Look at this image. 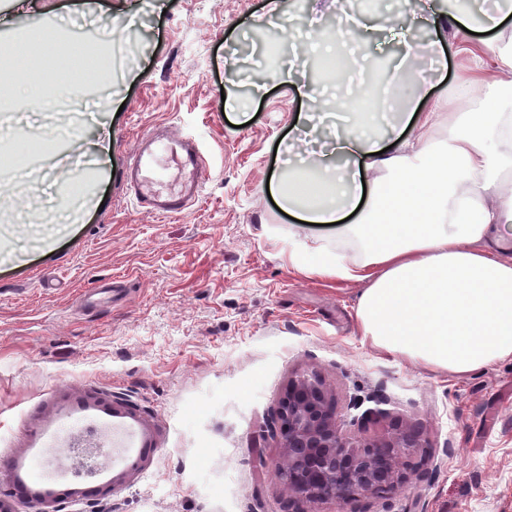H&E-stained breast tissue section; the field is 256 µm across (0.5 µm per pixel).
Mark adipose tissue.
<instances>
[{
    "label": "adipose tissue",
    "mask_w": 512,
    "mask_h": 512,
    "mask_svg": "<svg viewBox=\"0 0 512 512\" xmlns=\"http://www.w3.org/2000/svg\"><path fill=\"white\" fill-rule=\"evenodd\" d=\"M510 15L512 0L479 14L448 4L456 34L497 33L495 69L459 90L482 107L480 119L455 112L440 126L436 113L420 109L422 81L391 71L389 103L400 107L401 122L440 130L436 147L398 140L382 151L377 113L354 110L360 94L348 89L321 103L352 128L337 135L336 159L308 153L276 184L282 208L303 223L338 227L318 262L297 242L289 266L359 284L355 315L365 342L457 377L512 360V247L503 238L512 225V36L498 30ZM360 203L356 222L341 224V213Z\"/></svg>",
    "instance_id": "ef3b65f1"
}]
</instances>
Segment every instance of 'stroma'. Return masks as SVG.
<instances>
[{"label": "stroma", "mask_w": 512, "mask_h": 512, "mask_svg": "<svg viewBox=\"0 0 512 512\" xmlns=\"http://www.w3.org/2000/svg\"><path fill=\"white\" fill-rule=\"evenodd\" d=\"M85 21L110 31L101 0H80ZM346 0H308L293 18L269 0H112L136 16L112 35L97 97L108 154L74 224L50 245L0 219V494L13 488L12 459L32 434L66 423L73 404L107 406L142 431L135 468L94 495L54 498L57 512H281L279 456L263 433L289 379L308 371L336 396L348 434L383 435L397 421L423 423V471L393 498L361 499L356 512H512V361L455 377L363 341L358 286L288 266V242L323 241L326 228L282 211L267 189L298 113L335 86L316 68V44L340 40ZM445 0H412L415 35L436 43L419 69L423 109L460 111L461 83L480 77L472 56L493 62L491 36L454 37ZM394 11L364 16L352 37L368 55L352 73L368 92L399 67ZM281 39L272 68L255 41ZM308 49H300V40ZM166 123L196 134L206 156L203 188L184 212L140 210L120 172L139 137ZM109 283L103 310L85 290ZM206 414L188 421L193 402ZM212 459L200 465L199 442Z\"/></svg>", "instance_id": "obj_1"}]
</instances>
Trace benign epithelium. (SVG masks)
Listing matches in <instances>:
<instances>
[{"label": "benign epithelium", "mask_w": 512, "mask_h": 512, "mask_svg": "<svg viewBox=\"0 0 512 512\" xmlns=\"http://www.w3.org/2000/svg\"><path fill=\"white\" fill-rule=\"evenodd\" d=\"M272 419L283 462L277 477L288 491L285 512H311L329 500L344 512L360 498H390L427 443L418 423H396L381 438L342 433L336 397L312 372L288 381Z\"/></svg>", "instance_id": "7a95c632"}]
</instances>
